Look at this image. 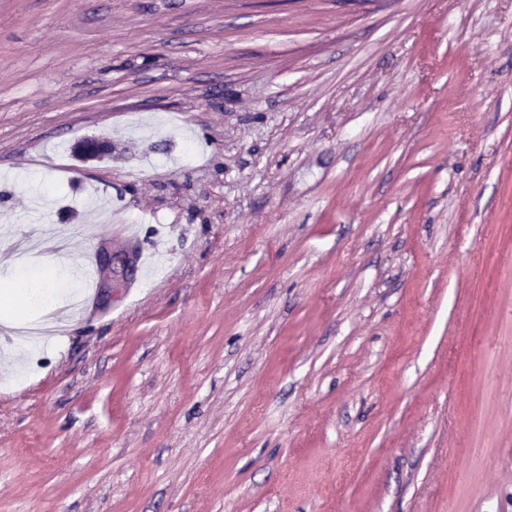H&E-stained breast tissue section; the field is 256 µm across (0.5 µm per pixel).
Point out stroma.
Segmentation results:
<instances>
[{"label": "stroma", "instance_id": "stroma-1", "mask_svg": "<svg viewBox=\"0 0 512 512\" xmlns=\"http://www.w3.org/2000/svg\"><path fill=\"white\" fill-rule=\"evenodd\" d=\"M17 227L88 300L0 364V512H512V0H0ZM99 264L101 269L108 273L111 277L126 276L132 266V261L129 257L123 255L112 254L109 252H102L99 256Z\"/></svg>", "mask_w": 512, "mask_h": 512}]
</instances>
